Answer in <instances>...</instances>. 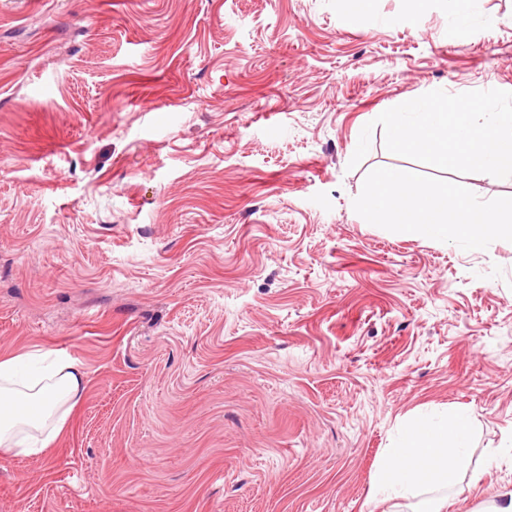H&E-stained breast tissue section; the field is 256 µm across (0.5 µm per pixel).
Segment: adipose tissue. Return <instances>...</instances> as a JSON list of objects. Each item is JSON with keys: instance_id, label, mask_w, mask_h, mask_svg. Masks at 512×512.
Segmentation results:
<instances>
[{"instance_id": "obj_1", "label": "adipose tissue", "mask_w": 512, "mask_h": 512, "mask_svg": "<svg viewBox=\"0 0 512 512\" xmlns=\"http://www.w3.org/2000/svg\"><path fill=\"white\" fill-rule=\"evenodd\" d=\"M360 210L371 224L434 239L455 238L481 248L496 238L512 239V197L493 204L476 201L460 180L432 184L403 171L384 169L370 181ZM17 354L0 359V454L38 455L62 432L69 406L82 398L83 374L56 357L42 374L20 376ZM471 424L462 412L442 419H412L373 478L374 494H385L388 512H406L409 500L428 494L423 512H445L441 488L455 484L467 460Z\"/></svg>"}]
</instances>
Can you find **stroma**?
<instances>
[{
    "label": "stroma",
    "instance_id": "obj_1",
    "mask_svg": "<svg viewBox=\"0 0 512 512\" xmlns=\"http://www.w3.org/2000/svg\"><path fill=\"white\" fill-rule=\"evenodd\" d=\"M0 0V358L84 394L0 512H384L406 418L473 422L447 512L512 489V241L365 223L375 128L441 89L512 92V0ZM454 4V25L456 28L469 32V23L477 13L480 0H450Z\"/></svg>",
    "mask_w": 512,
    "mask_h": 512
}]
</instances>
